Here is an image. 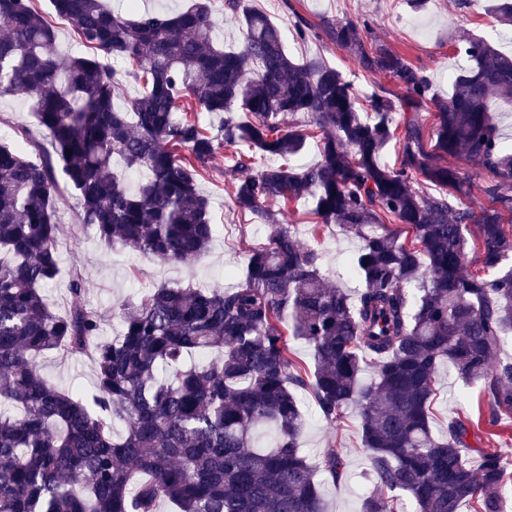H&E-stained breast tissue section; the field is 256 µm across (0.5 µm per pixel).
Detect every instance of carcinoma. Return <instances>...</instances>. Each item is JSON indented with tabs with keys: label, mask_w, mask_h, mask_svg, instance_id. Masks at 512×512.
Masks as SVG:
<instances>
[{
	"label": "carcinoma",
	"mask_w": 512,
	"mask_h": 512,
	"mask_svg": "<svg viewBox=\"0 0 512 512\" xmlns=\"http://www.w3.org/2000/svg\"><path fill=\"white\" fill-rule=\"evenodd\" d=\"M49 4L86 52L61 57L34 0H0V97L28 96L49 143L29 140L34 161L0 140V512H327L322 482L344 479L347 463L334 449L316 465L304 455L299 389L329 425L358 409L373 484L362 512H396L402 495L415 512H503L505 454L485 451L471 469L467 423L453 418L438 437L431 415L444 362L481 384L489 425L512 410V361L499 358L512 337V151L488 107L512 99V54L458 37L473 65L439 97L421 69L339 22L336 46L402 89L373 92L366 119L351 81L320 57L289 56L280 28L245 0H225L243 33L228 50L211 0L173 14ZM490 11L512 26V0ZM118 58L143 83L121 105ZM298 114L311 131L288 122ZM312 131L319 161L286 164ZM396 136L401 161L390 168L381 156ZM226 147L237 208L271 228L235 287L152 288L121 305L109 340L79 275L68 309H53L44 290L61 272L63 189L104 247L194 262L214 232L198 177ZM462 154L493 175L494 207L466 203L473 183L448 162ZM125 170L140 175L133 192ZM272 200H302L360 239L356 294L325 282L319 254L266 209ZM386 222L412 237L373 231ZM470 249L495 275L464 270ZM292 339L308 345L310 365L293 361ZM49 351L92 357L91 400L42 373L35 357Z\"/></svg>",
	"instance_id": "1"
}]
</instances>
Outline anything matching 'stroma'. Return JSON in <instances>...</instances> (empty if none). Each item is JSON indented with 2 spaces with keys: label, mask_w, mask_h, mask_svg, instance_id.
<instances>
[{
  "label": "stroma",
  "mask_w": 512,
  "mask_h": 512,
  "mask_svg": "<svg viewBox=\"0 0 512 512\" xmlns=\"http://www.w3.org/2000/svg\"><path fill=\"white\" fill-rule=\"evenodd\" d=\"M248 4L266 13L278 25L289 55L322 56L354 82L363 98L379 84L395 92L400 86L393 78L361 69L349 52L324 34L300 40L295 34L296 20H305L322 31L346 20L362 24L361 36L366 45L382 44L402 55L431 78L433 92L442 96L447 95L454 76L470 65L468 57L449 43V32L465 31L495 45L504 30L489 12L486 0H426L418 11L407 0H248ZM21 127L31 130L36 127L31 100L22 95L0 97V139L21 144L17 133ZM231 156V148L221 150L199 181L201 191L210 199L215 234L207 256L196 263L165 264L121 247L106 249L92 230L81 226L75 198L63 194L57 212L63 268L59 281L47 291L51 304L64 309L70 273L78 271L83 278L87 303L108 314L102 332L107 339L119 326V318L112 315V308L138 298L148 289L162 285L199 288L236 285L250 249L265 242L269 230L253 215L237 210L231 186L224 178V167ZM269 208L293 225L302 246L320 253L321 273L329 283L351 292L360 288V280L350 270L351 258L359 245L356 237L336 224H315L305 203L273 202ZM39 363L42 372L58 386L90 395L94 372L89 358L53 352L41 357ZM298 398L306 417L301 446L308 459L319 462L332 448L343 449L347 456L345 480L322 486L327 512H361L362 498L371 490L372 483L357 409L347 408L343 418L330 426L317 413L309 391H299ZM454 417L469 423L465 459L471 469H479L483 449H512V411L501 412L497 426H489L487 399L480 385L463 384L443 365L439 368V393L434 404V431H442Z\"/></svg>",
  "instance_id": "stroma-1"
}]
</instances>
